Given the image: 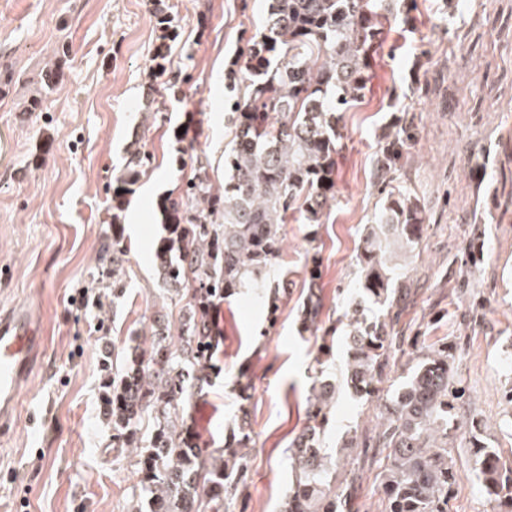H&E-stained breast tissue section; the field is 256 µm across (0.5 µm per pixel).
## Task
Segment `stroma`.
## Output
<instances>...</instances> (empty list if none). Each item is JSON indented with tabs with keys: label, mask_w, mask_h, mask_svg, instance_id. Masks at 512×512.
<instances>
[{
	"label": "stroma",
	"mask_w": 512,
	"mask_h": 512,
	"mask_svg": "<svg viewBox=\"0 0 512 512\" xmlns=\"http://www.w3.org/2000/svg\"><path fill=\"white\" fill-rule=\"evenodd\" d=\"M417 3L385 33L364 99L343 117L335 203L318 229L284 226L288 293L276 321L243 294L220 310L217 367L184 421L212 449L247 416L250 466L234 512L279 510L319 345L318 331H302L300 311L317 292L328 325L354 295L364 226L383 202L378 137L404 109L415 142L397 181L424 202L425 231L399 269L411 301L398 329L420 348L452 341L457 410L482 419L485 441L512 461L503 426L512 409L503 399L512 388V0ZM266 8V0H0V62L17 77L0 98V308L30 303L48 331L45 360L21 394L28 419L0 438V512H129L137 477L101 417L102 358L142 342L157 310L178 319L153 264L156 204L200 159L223 185L232 140L224 72ZM162 15L173 25L166 40ZM160 51L165 70L155 78ZM49 65L58 86L42 111H22ZM420 77L427 86L416 95ZM188 122L192 131L177 140ZM134 148L150 161L128 196L127 254L115 269L101 249L112 238V183ZM116 274L126 285L117 299ZM85 290L99 302L79 305ZM379 404L339 394L328 450L351 433L359 448H374Z\"/></svg>",
	"instance_id": "1"
}]
</instances>
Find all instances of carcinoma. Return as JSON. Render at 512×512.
I'll return each mask as SVG.
<instances>
[{"label": "carcinoma", "instance_id": "carcinoma-1", "mask_svg": "<svg viewBox=\"0 0 512 512\" xmlns=\"http://www.w3.org/2000/svg\"><path fill=\"white\" fill-rule=\"evenodd\" d=\"M392 0H268L264 29L244 39L240 59L226 73L228 124L234 130L224 151V188H215L207 166L197 162L176 197L158 209L164 234L154 247L162 285L180 306L179 323L159 311L148 345L112 350L105 369L101 414L112 430V447L140 475L130 512H233L246 485L252 438L246 419L222 449L200 447L183 422L184 405L209 383L221 352L217 319L224 299L245 288L268 300L270 322L279 310L284 282L268 277L283 253V225L292 218L321 224L335 199L341 154L342 113L359 104L384 28L395 20ZM58 69H45L25 112L42 110L45 94L59 83ZM414 141L408 115L382 134L375 178L385 200L371 219L358 261L357 296L345 314L323 329L313 359L315 377L307 423L288 452L294 478L282 512H359L360 472L336 485L348 455L324 447L336 394L369 400L383 391L389 357L399 341L391 313L400 289L393 287L398 254L408 253L424 233L416 197L394 185ZM148 156L132 152L112 187V242L102 260L119 262L117 232L130 186ZM321 302L310 294L301 310L304 329L319 328ZM342 330L345 360L333 381L323 380V356ZM453 346L434 344L421 356L378 413L377 489L383 512H448V494L462 479L449 456L450 432L467 430L472 472L491 512H512V465L481 436L479 419L458 420Z\"/></svg>", "mask_w": 512, "mask_h": 512}]
</instances>
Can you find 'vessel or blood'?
<instances>
[{"label": "vessel or blood", "instance_id": "1", "mask_svg": "<svg viewBox=\"0 0 512 512\" xmlns=\"http://www.w3.org/2000/svg\"><path fill=\"white\" fill-rule=\"evenodd\" d=\"M39 314L27 303L0 310V429L21 418L20 396L46 353Z\"/></svg>", "mask_w": 512, "mask_h": 512}]
</instances>
